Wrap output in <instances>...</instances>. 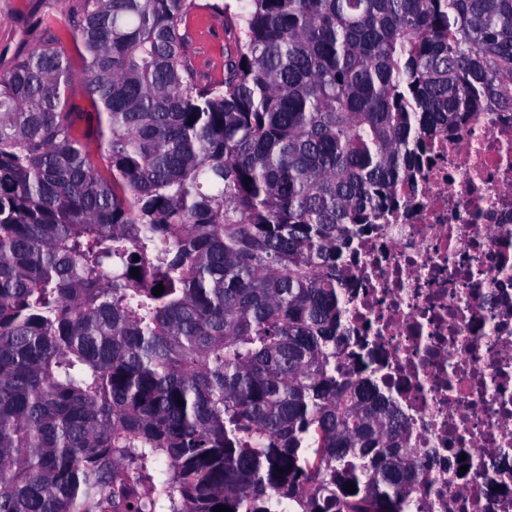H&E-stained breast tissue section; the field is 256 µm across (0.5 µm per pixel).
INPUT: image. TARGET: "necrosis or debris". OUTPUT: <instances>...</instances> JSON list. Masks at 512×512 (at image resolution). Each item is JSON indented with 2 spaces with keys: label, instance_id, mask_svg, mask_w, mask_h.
<instances>
[{
  "label": "necrosis or debris",
  "instance_id": "obj_1",
  "mask_svg": "<svg viewBox=\"0 0 512 512\" xmlns=\"http://www.w3.org/2000/svg\"><path fill=\"white\" fill-rule=\"evenodd\" d=\"M396 195L341 270L338 365L406 417L429 467L412 512H512V112L439 132Z\"/></svg>",
  "mask_w": 512,
  "mask_h": 512
}]
</instances>
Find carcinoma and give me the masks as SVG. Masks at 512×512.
I'll use <instances>...</instances> for the list:
<instances>
[{
	"mask_svg": "<svg viewBox=\"0 0 512 512\" xmlns=\"http://www.w3.org/2000/svg\"><path fill=\"white\" fill-rule=\"evenodd\" d=\"M202 9L220 81L180 33ZM41 22L80 38L94 109L58 45L0 75V512H411L405 417L337 366L340 268L430 137L512 112V0ZM223 36L218 37L217 30ZM190 59L205 79L224 76V46L231 42L224 38V17L202 10L190 17L185 26Z\"/></svg>",
	"mask_w": 512,
	"mask_h": 512,
	"instance_id": "obj_1",
	"label": "carcinoma"
}]
</instances>
